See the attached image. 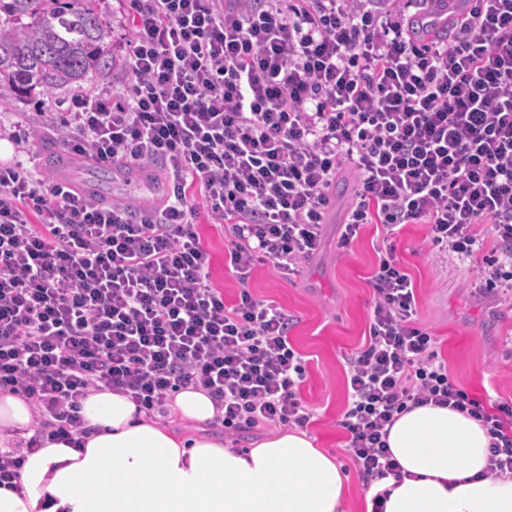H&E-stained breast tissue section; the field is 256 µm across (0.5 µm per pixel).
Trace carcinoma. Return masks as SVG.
Instances as JSON below:
<instances>
[{
    "mask_svg": "<svg viewBox=\"0 0 512 512\" xmlns=\"http://www.w3.org/2000/svg\"><path fill=\"white\" fill-rule=\"evenodd\" d=\"M93 0H0V95L77 81L112 67Z\"/></svg>",
    "mask_w": 512,
    "mask_h": 512,
    "instance_id": "cac0c4a2",
    "label": "carcinoma"
}]
</instances>
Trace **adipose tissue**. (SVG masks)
<instances>
[{"instance_id":"ef3b65f1","label":"adipose tissue","mask_w":512,"mask_h":512,"mask_svg":"<svg viewBox=\"0 0 512 512\" xmlns=\"http://www.w3.org/2000/svg\"><path fill=\"white\" fill-rule=\"evenodd\" d=\"M81 445L48 440L28 454L0 512H345L349 477L306 430L241 452L220 436L176 438L122 393L83 400ZM28 401L0 388V448L25 437ZM492 437L468 415L425 405L401 414L387 443L403 477L383 481L382 512H512V477L485 471Z\"/></svg>"}]
</instances>
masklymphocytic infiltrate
<instances>
[{"instance_id":"obj_1","label":"lymphocytic infiltrate","mask_w":512,"mask_h":512,"mask_svg":"<svg viewBox=\"0 0 512 512\" xmlns=\"http://www.w3.org/2000/svg\"><path fill=\"white\" fill-rule=\"evenodd\" d=\"M466 3L447 39L418 44L403 0H133L123 95L82 97L57 129L81 161L149 171L156 205L0 167V387L37 408L25 451L0 452V485L45 440L86 434L80 403L106 388L162 416L172 393L205 391L228 434L306 426L290 319L246 283L261 257L299 273L342 172L355 185L339 247L366 224L423 223L437 262L480 258V291L512 296V0ZM203 212L228 230L230 306ZM370 283L340 421L364 486L401 477L387 427L429 403L481 422L487 476L511 477L512 404L487 412L451 380L393 248ZM203 212L197 219V232L201 241L213 254L211 277L213 283L224 292V302L233 304L239 295L241 285L228 270L224 259L225 231L224 225L213 224Z\"/></svg>"}]
</instances>
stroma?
Masks as SVG:
<instances>
[{"label": "stroma", "instance_id": "35a3bbf8", "mask_svg": "<svg viewBox=\"0 0 512 512\" xmlns=\"http://www.w3.org/2000/svg\"><path fill=\"white\" fill-rule=\"evenodd\" d=\"M95 8L110 31L112 68L49 91L35 89L24 98H0V134L21 137L28 124H39L38 139L15 147L12 163L23 164L38 178L62 174L77 179L96 189L100 197L141 207L153 197L147 180L134 184L117 180L101 186L99 168L74 163L61 168L52 159L62 147L55 126L57 113L68 111L72 100L91 91L121 95L127 83L130 0H96ZM352 183L349 172L333 183L330 192L336 207L323 226L319 249L303 261L299 276L285 278L273 262L263 260L256 263L245 286L257 299L288 313L289 338L306 364L300 387L311 414L306 429L350 477L346 512H363L367 490L344 450L347 435L339 421L348 403L346 359L368 336L373 308L370 277L384 239H391L401 267L413 281L418 322L435 336L439 361L447 364L451 379L487 409L498 402L512 403V301H498L476 290L477 264L464 261L445 268L437 263L424 247L429 230L425 224L405 225L391 236L382 226L367 224L349 247L338 248ZM197 232L213 254L212 281L223 291L225 303L233 304L243 285L225 263L224 228L203 214L197 220Z\"/></svg>", "mask_w": 512, "mask_h": 512}]
</instances>
